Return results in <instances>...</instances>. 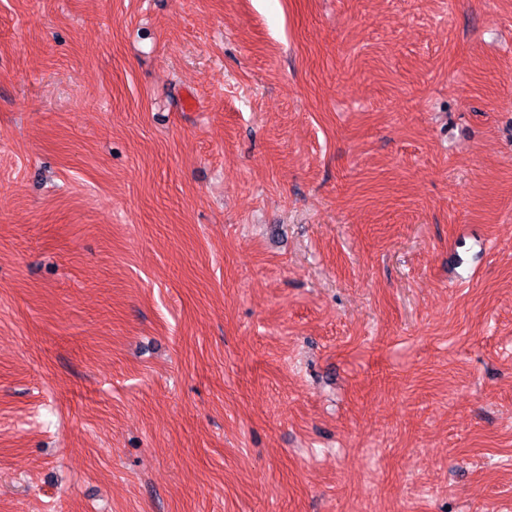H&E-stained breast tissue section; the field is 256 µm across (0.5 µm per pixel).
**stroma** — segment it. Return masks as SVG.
<instances>
[{
	"label": "stroma",
	"mask_w": 512,
	"mask_h": 512,
	"mask_svg": "<svg viewBox=\"0 0 512 512\" xmlns=\"http://www.w3.org/2000/svg\"><path fill=\"white\" fill-rule=\"evenodd\" d=\"M0 512H512V0H0Z\"/></svg>",
	"instance_id": "35a3bbf8"
}]
</instances>
